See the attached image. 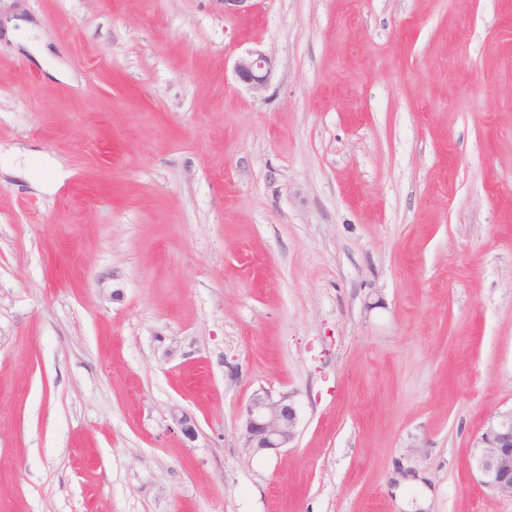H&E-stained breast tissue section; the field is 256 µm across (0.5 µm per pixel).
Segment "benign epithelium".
<instances>
[{
	"label": "benign epithelium",
	"mask_w": 512,
	"mask_h": 512,
	"mask_svg": "<svg viewBox=\"0 0 512 512\" xmlns=\"http://www.w3.org/2000/svg\"><path fill=\"white\" fill-rule=\"evenodd\" d=\"M237 78L254 93L265 91L273 77L271 59L260 49H251L234 65ZM173 429L186 439L197 437L194 419L183 410H173ZM297 409L291 395L273 396L256 390L245 409L243 435L246 447L255 452L286 448L296 437ZM474 478L501 496L512 498V410L491 417L473 445Z\"/></svg>",
	"instance_id": "7a95c632"
}]
</instances>
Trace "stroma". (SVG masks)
Returning a JSON list of instances; mask_svg holds the SVG:
<instances>
[{"label": "stroma", "mask_w": 512, "mask_h": 512, "mask_svg": "<svg viewBox=\"0 0 512 512\" xmlns=\"http://www.w3.org/2000/svg\"><path fill=\"white\" fill-rule=\"evenodd\" d=\"M13 18L0 512H512L471 469L512 409V0ZM261 387L299 413L276 454ZM237 78L254 93L265 91L273 77L271 59L260 49L248 50L240 56L234 65ZM290 394L274 397L261 387L256 390L245 409L243 435L246 448L254 452L287 448L296 437L297 409Z\"/></svg>", "instance_id": "35a3bbf8"}]
</instances>
